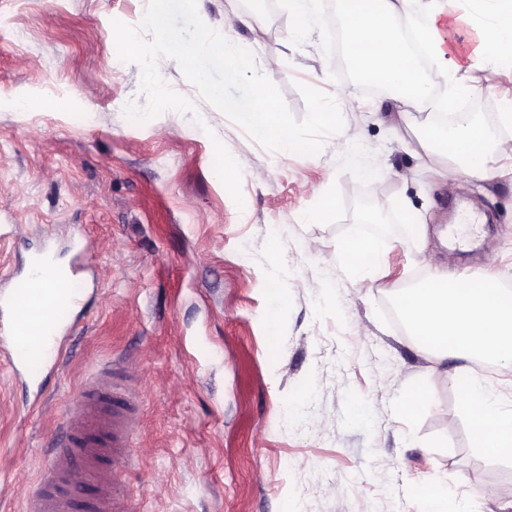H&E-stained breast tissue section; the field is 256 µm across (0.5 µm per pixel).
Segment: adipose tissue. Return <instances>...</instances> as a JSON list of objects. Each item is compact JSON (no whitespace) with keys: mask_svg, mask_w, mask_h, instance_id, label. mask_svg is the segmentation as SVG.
<instances>
[{"mask_svg":"<svg viewBox=\"0 0 512 512\" xmlns=\"http://www.w3.org/2000/svg\"><path fill=\"white\" fill-rule=\"evenodd\" d=\"M349 16L345 52L359 77L367 83L392 87L393 107L405 120L424 113L426 136L407 139L414 154L435 153L442 163L437 177L449 168H462L476 181L512 177V139L490 141L477 120L451 126L430 111L427 89L434 76L451 78L449 98L471 96L493 88L499 68L512 64V0H347ZM411 21L414 36L430 59L419 66L408 50L394 18ZM467 33L465 44L453 34ZM479 71V82L469 78ZM499 167H491L490 158ZM384 241L359 225L342 252L354 278L368 267L381 266ZM396 308L416 348L441 363L454 357L492 362L512 361V290L474 275L449 284L447 275L435 272L411 288L402 289ZM457 387L477 421L488 427L477 434L480 447L512 450V413L502 411L497 395L460 370Z\"/></svg>","mask_w":512,"mask_h":512,"instance_id":"adipose-tissue-1","label":"adipose tissue"}]
</instances>
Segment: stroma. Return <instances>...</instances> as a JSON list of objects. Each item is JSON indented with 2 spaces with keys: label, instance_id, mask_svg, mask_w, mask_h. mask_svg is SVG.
I'll list each match as a JSON object with an SVG mask.
<instances>
[{
  "label": "stroma",
  "instance_id": "35a3bbf8",
  "mask_svg": "<svg viewBox=\"0 0 512 512\" xmlns=\"http://www.w3.org/2000/svg\"><path fill=\"white\" fill-rule=\"evenodd\" d=\"M146 4L0 0V287L48 248L83 295L61 315L60 365L15 373L0 357V512H22L68 405L111 362L139 406L123 484L138 512H425L410 488L435 480L455 512H512V457L478 446L460 360L435 366L390 314L437 269L512 285V180L428 174L397 135L392 90L370 94L333 42L343 0H305L304 35L294 0H201L199 15L253 52L295 117L298 84L354 96L342 116L373 178L336 134L313 156L263 148L172 68L160 76L195 113L133 122L140 70L119 60L112 22L138 24ZM508 98L512 65L473 103L496 140L512 137ZM217 140L242 167L243 206L215 174ZM365 201L405 232L357 281L336 254Z\"/></svg>",
  "mask_w": 512,
  "mask_h": 512
}]
</instances>
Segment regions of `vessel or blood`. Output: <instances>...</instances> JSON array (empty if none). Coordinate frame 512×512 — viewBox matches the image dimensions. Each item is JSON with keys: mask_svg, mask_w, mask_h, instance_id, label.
<instances>
[{"mask_svg": "<svg viewBox=\"0 0 512 512\" xmlns=\"http://www.w3.org/2000/svg\"><path fill=\"white\" fill-rule=\"evenodd\" d=\"M57 297L45 251L32 259L27 275L0 294V308L11 313L9 322L0 326V352L6 353L11 367L57 361L62 324L40 312ZM136 426L129 390L112 372L96 373L68 407L58 444L48 454L45 485L26 497L24 512H77L69 490L83 484L98 489L92 512H133L121 484L133 457L130 437Z\"/></svg>", "mask_w": 512, "mask_h": 512, "instance_id": "vessel-or-blood-1", "label": "vessel or blood"}]
</instances>
